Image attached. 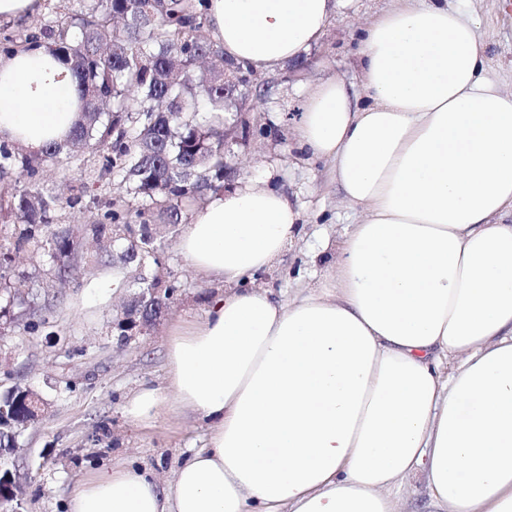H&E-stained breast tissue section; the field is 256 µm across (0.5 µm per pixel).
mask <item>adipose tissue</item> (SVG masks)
<instances>
[{"label":"adipose tissue","instance_id":"1","mask_svg":"<svg viewBox=\"0 0 512 512\" xmlns=\"http://www.w3.org/2000/svg\"><path fill=\"white\" fill-rule=\"evenodd\" d=\"M338 0H209L224 53L271 72L321 38ZM480 22L398 0L360 31V86L310 89L300 148L333 164L361 219L321 285H252L301 213L246 183L216 193L178 248L223 281L167 336L168 406L209 428L168 482L135 464L74 487L68 512H400L423 475L433 512H512V91L487 73ZM74 78L45 46L0 55V140L39 150L77 122Z\"/></svg>","mask_w":512,"mask_h":512}]
</instances>
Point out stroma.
Segmentation results:
<instances>
[{
    "label": "stroma",
    "instance_id": "1",
    "mask_svg": "<svg viewBox=\"0 0 512 512\" xmlns=\"http://www.w3.org/2000/svg\"><path fill=\"white\" fill-rule=\"evenodd\" d=\"M394 0H344L321 39L301 59L274 72H250L252 84L268 85L269 95L248 103L249 135L234 134L224 153L225 190L252 181L286 195L300 210L298 238L275 267L257 282L283 299L317 287L324 266L318 253L324 243H340L359 209L341 201L332 165L296 147V128L304 94L315 84L339 78L359 84L356 30L390 9ZM450 8L480 20L490 74L512 89V0H448ZM98 160L77 152L70 175L52 164L39 170L40 183L70 197L77 175L96 168ZM180 226L163 229L166 248L156 273L180 282L178 295L159 323L126 345H118L112 322L135 286L134 265L101 263L95 238H80L66 272L46 250L17 251L8 274L25 300L41 307L42 332L29 333L26 317L0 326V395L14 387L38 392L49 407L38 423L18 438L8 465L20 476L25 512H66L70 488L89 473L134 462L170 477L188 449L203 447L207 426L191 412L163 415L140 425L125 414L127 400L144 385L161 387L166 374V337L183 318H202L223 284L195 272L177 244ZM121 271L124 287L106 298L89 299L86 284Z\"/></svg>",
    "mask_w": 512,
    "mask_h": 512
}]
</instances>
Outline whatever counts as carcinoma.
Wrapping results in <instances>:
<instances>
[{"label": "carcinoma", "instance_id": "obj_1", "mask_svg": "<svg viewBox=\"0 0 512 512\" xmlns=\"http://www.w3.org/2000/svg\"><path fill=\"white\" fill-rule=\"evenodd\" d=\"M82 7L44 25L53 55L77 79L78 123L62 143L21 156L0 144V215L18 228L19 250L40 231L52 257L77 250L70 230L53 222L61 199L38 183L45 160L58 164L71 146L99 157L92 184L122 177L134 210L90 202L104 211L95 238L117 237L146 269L160 264L150 225L178 224L182 205L224 190V113L245 112L252 91L244 68L207 38V0H81Z\"/></svg>", "mask_w": 512, "mask_h": 512}]
</instances>
